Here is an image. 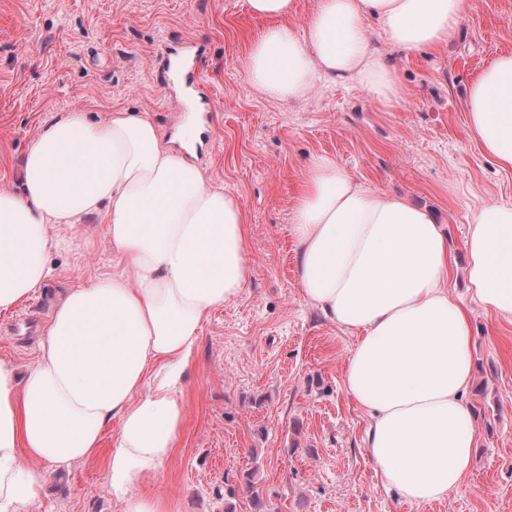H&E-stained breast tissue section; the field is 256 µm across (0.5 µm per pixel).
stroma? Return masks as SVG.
Instances as JSON below:
<instances>
[{"instance_id":"35a3bbf8","label":"stroma","mask_w":512,"mask_h":512,"mask_svg":"<svg viewBox=\"0 0 512 512\" xmlns=\"http://www.w3.org/2000/svg\"><path fill=\"white\" fill-rule=\"evenodd\" d=\"M268 25L247 0H0V189L17 188L29 145L66 112L93 122L142 112L171 139L186 112L161 49L207 47L201 72L214 117L197 162L210 186L241 203L251 272L202 326L178 446L143 492L175 500L179 512H224L232 488L236 512H253L243 479L252 471L272 512H512V323L472 301L463 251L472 210L512 201V170L470 141L465 103L481 71L512 51V0H480L448 45L386 48L402 88L389 103L353 82L303 101L254 92L246 60ZM318 155L372 189L433 207L448 231V291L473 329L466 401L483 414L465 484L446 500L409 504L383 485L364 446L369 418L343 383L351 339L300 294L292 214ZM47 263L43 288L0 313V359L20 372L37 358L57 295L111 274L98 217ZM26 314L37 330L21 334L15 321ZM111 446L107 431L86 462L39 463L46 484L34 512H116L106 491Z\"/></svg>"}]
</instances>
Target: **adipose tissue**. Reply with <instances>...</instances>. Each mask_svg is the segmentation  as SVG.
I'll use <instances>...</instances> for the list:
<instances>
[{
    "label": "adipose tissue",
    "instance_id": "obj_1",
    "mask_svg": "<svg viewBox=\"0 0 512 512\" xmlns=\"http://www.w3.org/2000/svg\"><path fill=\"white\" fill-rule=\"evenodd\" d=\"M478 0H318L291 26L297 0H248L272 25L253 43L257 93L304 99L330 82L380 102L401 94L381 47L441 46ZM379 30L371 32L368 23ZM470 136L512 169V52L467 89ZM202 126L163 145L154 123L116 111L103 122L70 112L31 143L17 189L0 190V312L47 281V254L92 216L106 226L112 274L54 304L24 375L0 361V512H31L44 475L91 458L116 422L106 489L120 512H178L142 493L172 456L185 419L181 387L210 313L250 276L237 197L208 185L184 152ZM304 299L351 335L347 395L370 417L365 442L383 483L409 503L458 492L476 447L465 401L471 322L448 294L452 254L435 211L368 187L333 158H314L293 214ZM475 303L512 322V203L476 207L465 238Z\"/></svg>",
    "mask_w": 512,
    "mask_h": 512
}]
</instances>
